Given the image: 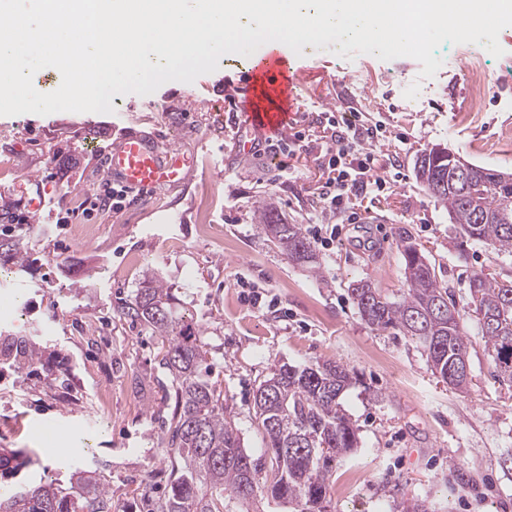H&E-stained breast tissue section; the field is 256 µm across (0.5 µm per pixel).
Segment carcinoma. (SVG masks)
Returning a JSON list of instances; mask_svg holds the SVG:
<instances>
[{
  "label": "carcinoma",
  "instance_id": "carcinoma-1",
  "mask_svg": "<svg viewBox=\"0 0 512 512\" xmlns=\"http://www.w3.org/2000/svg\"><path fill=\"white\" fill-rule=\"evenodd\" d=\"M452 164L435 149L418 157L416 177L447 210L463 235L512 252V172L478 167L482 176L468 188H434L438 169ZM510 176L505 180L502 175ZM269 240L292 261L312 265L316 257L299 224H288L270 206L260 211ZM406 289L398 302L367 281L349 288L362 319L380 329L393 328L417 340L430 367L454 389L469 377L457 375L469 364L463 311L448 300V287L408 232L400 233ZM466 306L479 316L480 332L498 372L512 380V280L476 271L469 280ZM117 310L162 339L159 365L171 378L174 408L161 437L169 459L177 462L166 494L145 502L146 512H230L228 502L273 500L291 512H327L336 461L358 447L357 429L340 398L355 376L334 361L303 367L283 363L259 383L254 416L262 431L264 462L248 454L228 412L224 393L209 381L200 328L175 315L168 289L145 275L134 296L121 298ZM40 348L27 339L0 346V358L19 369L35 364ZM0 512H112V494L95 472L78 471L71 491L52 482L16 488L0 496Z\"/></svg>",
  "mask_w": 512,
  "mask_h": 512
}]
</instances>
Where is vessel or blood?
<instances>
[{"label": "vessel or blood", "mask_w": 512, "mask_h": 512, "mask_svg": "<svg viewBox=\"0 0 512 512\" xmlns=\"http://www.w3.org/2000/svg\"><path fill=\"white\" fill-rule=\"evenodd\" d=\"M252 74L274 95L283 96L287 106L281 112H261L250 102L252 88H245L239 114L233 121L234 145L238 156L246 157L260 149L266 138L287 140L294 129L296 114L292 103L302 82L300 71L291 70L285 56L260 47L252 61ZM193 167L184 152L160 135L133 128L119 131L103 153L102 176L133 194L144 190L160 191L181 185Z\"/></svg>", "instance_id": "vessel-or-blood-1"}]
</instances>
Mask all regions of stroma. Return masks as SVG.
<instances>
[{"label":"stroma","mask_w":512,"mask_h":512,"mask_svg":"<svg viewBox=\"0 0 512 512\" xmlns=\"http://www.w3.org/2000/svg\"><path fill=\"white\" fill-rule=\"evenodd\" d=\"M496 57L474 44H444L434 78L420 79L410 57L345 59L327 44L288 52L305 79L296 90L298 125L309 147L296 157L246 162L232 153L233 95L251 59L220 58L194 82L171 81L148 95H123L111 113L57 112L0 116V232L19 239L24 259L0 276V333L39 343L40 361L17 371L0 364V448L29 463L0 484L45 479L69 488L75 470H99L116 512H144L145 474L164 452L161 420L172 403L159 387L160 346L151 331L120 318L117 298L140 288L147 270L163 279L177 314L193 321L210 366L209 379L228 400L253 457L264 440L254 421V391L279 364L330 359L355 372L342 396L358 428L359 447L336 463L328 512H512V382L503 380L467 310L469 383L455 390L433 373L421 345L362 320L348 288L365 280L390 299L405 287L398 244L408 230L457 303L468 300L473 272L512 278V253L462 240L447 210L419 182L417 156L441 145L477 165L512 171V151L496 152L512 132V26L501 30ZM477 53L490 78L477 112H452L468 93L465 56ZM419 83L416 98L404 91ZM166 104L167 113L157 112ZM335 113L378 122L386 132L372 149L378 175L400 157L403 177L367 200L368 219L343 225L331 250L315 248L316 266L289 260L259 220L274 206L291 224L309 227L321 210L316 156L319 116ZM132 124L166 135L194 159L184 186L149 192L121 211H87L104 186L102 147L115 128ZM213 207V232L198 233L199 202ZM83 224H108L106 235L77 237ZM245 287H238V280ZM265 307L255 308L250 291ZM66 456H58V449Z\"/></svg>","instance_id":"obj_1"}]
</instances>
